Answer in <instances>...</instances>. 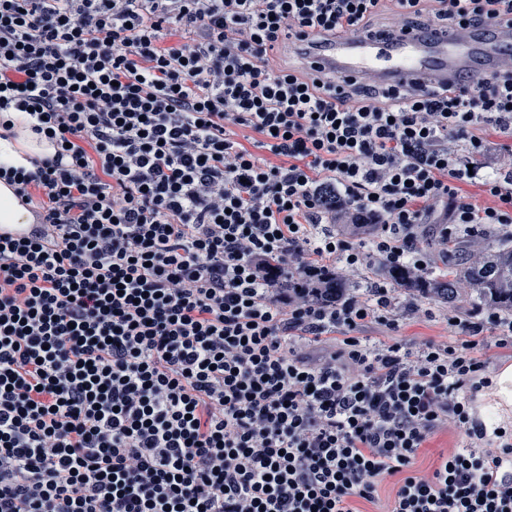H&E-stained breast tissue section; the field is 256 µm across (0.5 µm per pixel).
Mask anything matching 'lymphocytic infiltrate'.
<instances>
[{
  "label": "lymphocytic infiltrate",
  "instance_id": "f902f5d3",
  "mask_svg": "<svg viewBox=\"0 0 512 512\" xmlns=\"http://www.w3.org/2000/svg\"><path fill=\"white\" fill-rule=\"evenodd\" d=\"M502 21L512 0H0V113L54 148L0 166L38 225L0 238V512H354L387 478V512H512V443L412 468L469 423L512 318L377 344L389 281L338 302L281 286L424 277L415 230L439 211L438 250L512 237L511 69L383 91L306 63L337 35ZM487 127L505 142L484 171Z\"/></svg>",
  "mask_w": 512,
  "mask_h": 512
}]
</instances>
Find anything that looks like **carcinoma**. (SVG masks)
Instances as JSON below:
<instances>
[{"instance_id":"obj_1","label":"carcinoma","mask_w":512,"mask_h":512,"mask_svg":"<svg viewBox=\"0 0 512 512\" xmlns=\"http://www.w3.org/2000/svg\"><path fill=\"white\" fill-rule=\"evenodd\" d=\"M371 273L389 279L395 286L421 298L450 305L468 300L483 309L493 308L512 317V247L490 242L480 259L462 258L461 244L448 240V254L435 253L422 282L403 268L370 266Z\"/></svg>"}]
</instances>
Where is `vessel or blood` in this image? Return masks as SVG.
Wrapping results in <instances>:
<instances>
[{
  "mask_svg": "<svg viewBox=\"0 0 512 512\" xmlns=\"http://www.w3.org/2000/svg\"><path fill=\"white\" fill-rule=\"evenodd\" d=\"M311 59L333 79L398 89L425 82L445 86L512 67V26L497 23L484 32L449 25L413 28L394 37L339 36L318 47Z\"/></svg>",
  "mask_w": 512,
  "mask_h": 512,
  "instance_id": "b4317fda",
  "label": "vessel or blood"
}]
</instances>
